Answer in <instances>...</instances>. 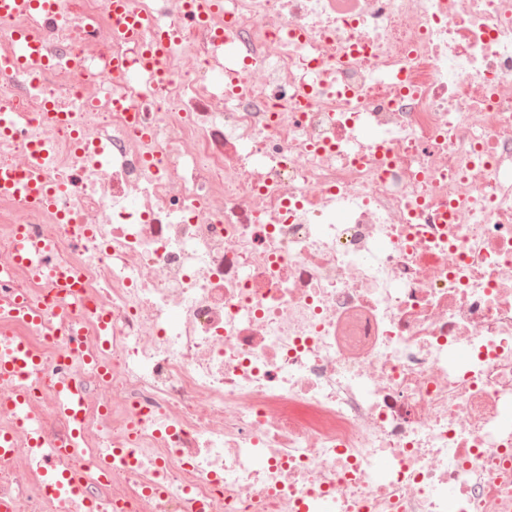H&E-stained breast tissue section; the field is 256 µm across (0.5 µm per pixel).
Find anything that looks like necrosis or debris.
Listing matches in <instances>:
<instances>
[{
	"mask_svg": "<svg viewBox=\"0 0 512 512\" xmlns=\"http://www.w3.org/2000/svg\"><path fill=\"white\" fill-rule=\"evenodd\" d=\"M132 2L166 80L108 67L105 0L0 19V167L58 190L0 197V302L43 314L0 317L43 366L36 428L0 383L8 512H58L35 429L97 512H512V0ZM49 259V250L44 242L35 238L25 229L17 234L14 244L15 264L34 274L42 275L51 283V288H57L59 293L67 288H79L71 276L70 270L52 267ZM81 406V396L78 386L70 380L62 381L57 388V408L58 410L76 419Z\"/></svg>",
	"mask_w": 512,
	"mask_h": 512,
	"instance_id": "obj_1",
	"label": "necrosis or debris"
}]
</instances>
